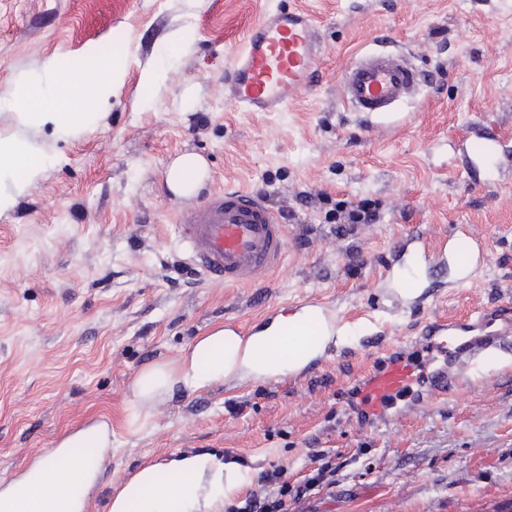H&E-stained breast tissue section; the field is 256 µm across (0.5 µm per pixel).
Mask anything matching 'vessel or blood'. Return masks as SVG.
Returning a JSON list of instances; mask_svg holds the SVG:
<instances>
[{
  "mask_svg": "<svg viewBox=\"0 0 512 512\" xmlns=\"http://www.w3.org/2000/svg\"><path fill=\"white\" fill-rule=\"evenodd\" d=\"M319 29L305 12L276 8L253 26L237 50L226 83L231 106L245 112H282L315 71ZM420 74L403 53H365L341 74V93L355 111L383 115L413 95ZM176 230L183 252L206 277L237 285L273 271L282 255L285 226L259 195L224 189L182 201ZM417 341L447 350L426 391H416L415 365L400 352L373 362L355 400L368 421L387 419L398 400L420 405L449 394L484 359L512 344V314L483 310L463 321L434 320Z\"/></svg>",
  "mask_w": 512,
  "mask_h": 512,
  "instance_id": "vessel-or-blood-1",
  "label": "vessel or blood"
}]
</instances>
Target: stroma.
Wrapping results in <instances>:
<instances>
[{
	"label": "stroma",
	"instance_id": "stroma-1",
	"mask_svg": "<svg viewBox=\"0 0 512 512\" xmlns=\"http://www.w3.org/2000/svg\"><path fill=\"white\" fill-rule=\"evenodd\" d=\"M283 5L317 22L314 77L287 111H239L224 101L232 54ZM184 33L189 45L175 48ZM107 46L124 77L93 133L27 128L0 104V133L46 153L41 178L0 214V481L66 431L104 421L112 456L91 512L119 480L175 455L223 454L239 470L231 503L277 465L300 481L314 448L336 471L292 512H512V354L430 408L399 401L382 425L348 405L350 384L386 348L430 362L413 342L426 322L512 307V155L489 148L512 141V0H0V94L56 61L47 91L68 95L79 75L66 61ZM368 51L410 52L422 77L381 118L351 111L338 91L344 67ZM183 153L208 165L200 196L244 189L284 209L276 270L232 286L185 261L180 199L165 183ZM302 192L324 199L305 207ZM361 203L378 222L341 236L344 212ZM462 229L485 258L465 280L456 260L433 266L438 244ZM414 237L418 252L389 267ZM409 274L443 287L420 302L393 296ZM309 299L336 327L306 376L236 373L134 404L146 365Z\"/></svg>",
	"mask_w": 512,
	"mask_h": 512
}]
</instances>
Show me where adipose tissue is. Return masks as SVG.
Listing matches in <instances>:
<instances>
[{
	"instance_id": "adipose-tissue-1",
	"label": "adipose tissue",
	"mask_w": 512,
	"mask_h": 512,
	"mask_svg": "<svg viewBox=\"0 0 512 512\" xmlns=\"http://www.w3.org/2000/svg\"><path fill=\"white\" fill-rule=\"evenodd\" d=\"M83 91L64 100H49L42 82L16 84L6 97L19 123L25 127L53 126L78 138L95 129L93 106L111 96L121 83L119 64H81ZM44 152L33 141L0 135V214L14 208L17 199L37 182L43 171ZM206 178L204 160L194 154L177 157L169 166L166 182L176 195L196 194ZM303 314L280 317L273 326L225 348L224 331L216 329L199 338L177 365L154 363L144 368L135 395L146 404L182 388L194 391L222 382L227 374L248 372L256 376H283L305 363L319 350L320 337L303 335L275 347L271 341L282 328L297 329ZM95 459L86 461L82 451ZM112 448V431L98 422L65 435L19 477L0 486V512H90L91 493L100 485L101 462ZM172 476L161 484L160 471ZM238 476L216 455L177 456L165 468L147 465L126 477L109 495L106 512H210L237 486Z\"/></svg>"
}]
</instances>
